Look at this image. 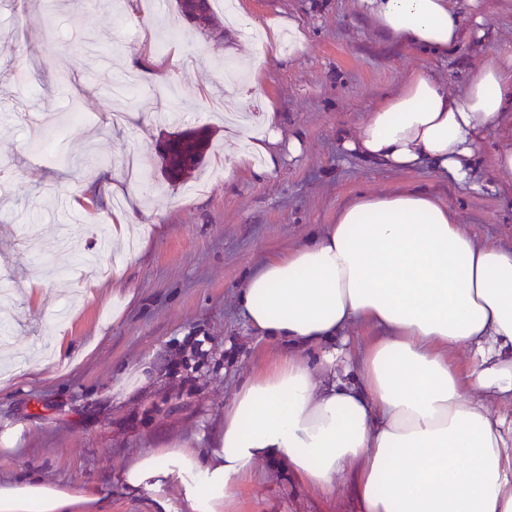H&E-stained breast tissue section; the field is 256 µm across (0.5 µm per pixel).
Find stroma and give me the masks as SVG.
<instances>
[{"label":"stroma","instance_id":"35a3bbf8","mask_svg":"<svg viewBox=\"0 0 512 512\" xmlns=\"http://www.w3.org/2000/svg\"><path fill=\"white\" fill-rule=\"evenodd\" d=\"M246 27L203 37L176 0H0V275L11 346L0 351V477L96 493L98 512H191L178 476L162 500L121 474L147 450L215 448L224 407L288 346L244 323L247 276L334 223L358 193L423 189L462 228L512 248V182L494 156L512 113L484 131L475 173L485 192L419 169L392 171L346 155L358 127L424 69L460 90L483 63L512 53V0L465 5L466 31L438 58L381 35L357 0H245ZM295 19L302 48L262 40ZM491 27L479 32L481 23ZM261 59L258 70L250 60ZM280 117L277 169L238 163L233 115ZM205 125L211 147L185 183L161 170L160 143ZM299 137L298 156L288 138ZM99 208L79 205L85 183ZM121 193H114V186ZM134 207L135 249L112 238L116 208ZM38 229L41 266L22 242ZM237 512H356L349 477L327 498L286 460L257 463Z\"/></svg>","mask_w":512,"mask_h":512}]
</instances>
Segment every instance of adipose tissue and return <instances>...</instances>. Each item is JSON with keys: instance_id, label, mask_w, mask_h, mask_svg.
I'll list each match as a JSON object with an SVG mask.
<instances>
[{"instance_id": "adipose-tissue-1", "label": "adipose tissue", "mask_w": 512, "mask_h": 512, "mask_svg": "<svg viewBox=\"0 0 512 512\" xmlns=\"http://www.w3.org/2000/svg\"><path fill=\"white\" fill-rule=\"evenodd\" d=\"M377 29L445 56L465 15L451 0H358ZM512 112V54L449 92L425 70L370 112L343 148L395 171L427 168L470 191L482 133ZM258 335L317 351L240 388L210 454L147 451L125 485L185 480L192 512H234L253 466L288 460L327 497L348 475L358 512H512V249L464 230L419 190L360 194L334 224L265 261L238 296ZM358 323L377 329L355 349ZM467 347L466 359L456 351ZM507 403L495 414L491 400ZM40 480L0 482V512H74L95 502Z\"/></svg>"}]
</instances>
